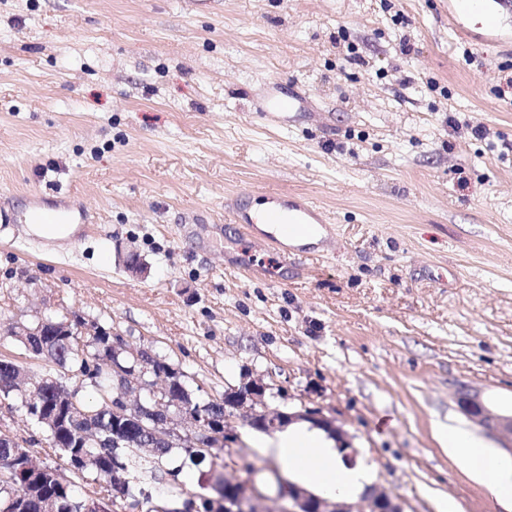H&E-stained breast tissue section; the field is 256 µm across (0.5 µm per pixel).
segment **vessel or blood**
<instances>
[{
    "label": "vessel or blood",
    "instance_id": "b4317fda",
    "mask_svg": "<svg viewBox=\"0 0 512 512\" xmlns=\"http://www.w3.org/2000/svg\"><path fill=\"white\" fill-rule=\"evenodd\" d=\"M305 99L301 95L286 97L269 94L260 99L257 110L269 122L282 121L285 113L301 111ZM267 209L252 210L247 204L235 202L230 209L231 221L240 235L252 234L257 227H264L262 242L265 245L282 248L284 243H297L293 259L307 254H322L330 229L326 216L319 207L303 196H288L276 192L266 193Z\"/></svg>",
    "mask_w": 512,
    "mask_h": 512
}]
</instances>
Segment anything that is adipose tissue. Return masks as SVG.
Listing matches in <instances>:
<instances>
[{"instance_id": "adipose-tissue-1", "label": "adipose tissue", "mask_w": 512, "mask_h": 512, "mask_svg": "<svg viewBox=\"0 0 512 512\" xmlns=\"http://www.w3.org/2000/svg\"><path fill=\"white\" fill-rule=\"evenodd\" d=\"M441 442L450 456L483 478L494 498L512 501V460L497 457L468 431L442 427ZM288 479L318 495L352 499L366 493L376 475L371 466L346 462L335 441L311 422L298 420L270 436L255 439Z\"/></svg>"}]
</instances>
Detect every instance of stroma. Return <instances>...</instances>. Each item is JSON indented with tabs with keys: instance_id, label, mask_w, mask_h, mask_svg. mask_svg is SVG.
Returning <instances> with one entry per match:
<instances>
[{
	"instance_id": "1",
	"label": "stroma",
	"mask_w": 512,
	"mask_h": 512,
	"mask_svg": "<svg viewBox=\"0 0 512 512\" xmlns=\"http://www.w3.org/2000/svg\"><path fill=\"white\" fill-rule=\"evenodd\" d=\"M488 2L491 26L456 0H0V326L82 313L202 397L259 379L271 408H322L404 512H512L436 436L500 450L461 388L512 415V0ZM268 90L307 107L269 125ZM248 189L308 197L331 248L284 266L238 239ZM62 204L67 238L18 220ZM229 428L226 477L281 512Z\"/></svg>"
}]
</instances>
